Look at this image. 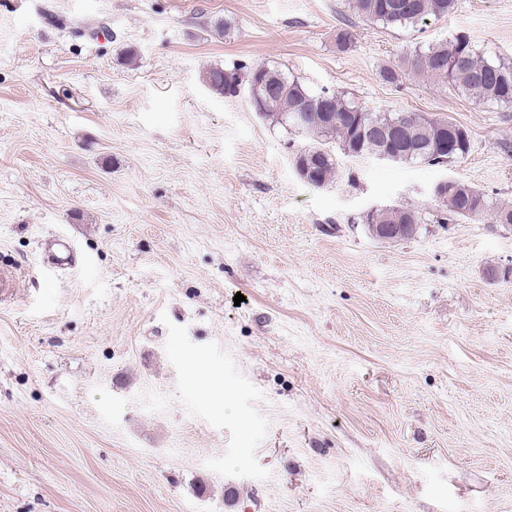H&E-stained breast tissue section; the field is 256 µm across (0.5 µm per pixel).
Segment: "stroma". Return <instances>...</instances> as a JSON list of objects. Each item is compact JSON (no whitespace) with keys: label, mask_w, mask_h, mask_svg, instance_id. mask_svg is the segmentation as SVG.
<instances>
[{"label":"stroma","mask_w":512,"mask_h":512,"mask_svg":"<svg viewBox=\"0 0 512 512\" xmlns=\"http://www.w3.org/2000/svg\"><path fill=\"white\" fill-rule=\"evenodd\" d=\"M456 32L512 59V0L417 28L348 0H0V512H512V280L485 276L512 227L360 221L446 178L512 203V106L379 77ZM235 63L471 150L340 151L309 185L305 138L205 83ZM58 235L78 262L48 270Z\"/></svg>","instance_id":"stroma-1"}]
</instances>
